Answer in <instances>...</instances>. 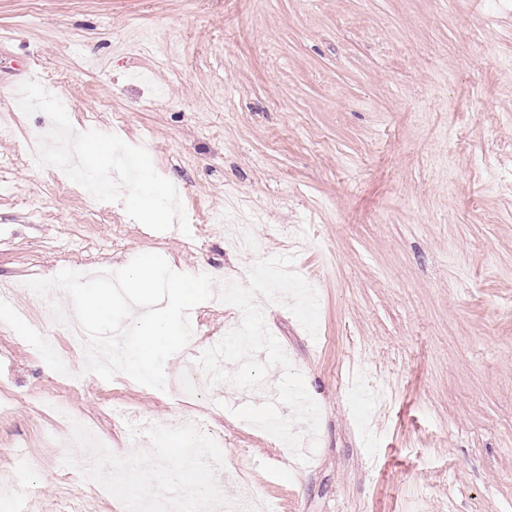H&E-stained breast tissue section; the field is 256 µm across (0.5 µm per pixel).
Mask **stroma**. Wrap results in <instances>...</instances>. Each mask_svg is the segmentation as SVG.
Masks as SVG:
<instances>
[{
	"label": "stroma",
	"instance_id": "35a3bbf8",
	"mask_svg": "<svg viewBox=\"0 0 512 512\" xmlns=\"http://www.w3.org/2000/svg\"><path fill=\"white\" fill-rule=\"evenodd\" d=\"M57 111L71 153L109 141L108 196L45 152ZM140 163L179 193L150 219ZM199 199L214 223H189ZM147 252L243 284L293 256L317 335L262 308L320 407L308 463L233 415L263 392L188 380L233 306L192 309L163 392L85 372L55 324L58 379L0 324V452L27 462L0 467V512H119L72 422L126 456L151 447L133 415L218 429L222 496L251 486L252 512H512V0H0V311H28V280Z\"/></svg>",
	"mask_w": 512,
	"mask_h": 512
}]
</instances>
